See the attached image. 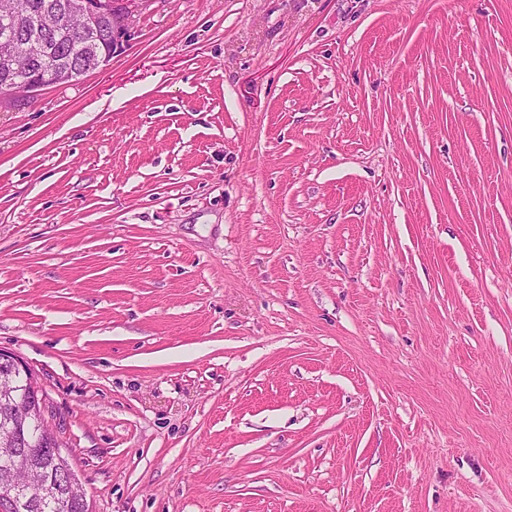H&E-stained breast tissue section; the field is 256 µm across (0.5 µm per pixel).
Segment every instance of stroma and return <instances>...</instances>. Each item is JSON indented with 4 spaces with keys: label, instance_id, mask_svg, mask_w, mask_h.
<instances>
[{
    "label": "stroma",
    "instance_id": "1",
    "mask_svg": "<svg viewBox=\"0 0 512 512\" xmlns=\"http://www.w3.org/2000/svg\"><path fill=\"white\" fill-rule=\"evenodd\" d=\"M0 349L92 512H512V0H152L0 103ZM0 367L9 371V373H6L7 376L22 373L28 377L31 385L32 398L28 402L22 403L25 408V415H35L38 417L43 434L55 438V431L48 425L44 418L45 397L25 363L14 353L0 349Z\"/></svg>",
    "mask_w": 512,
    "mask_h": 512
}]
</instances>
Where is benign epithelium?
Returning a JSON list of instances; mask_svg holds the SVG:
<instances>
[{"label": "benign epithelium", "instance_id": "obj_1", "mask_svg": "<svg viewBox=\"0 0 512 512\" xmlns=\"http://www.w3.org/2000/svg\"><path fill=\"white\" fill-rule=\"evenodd\" d=\"M151 2L152 0H63L49 9L51 31L48 32L38 25L30 30L28 38L35 51L23 66L16 63L9 50L15 37L18 11L12 4H0V22L4 26V33L0 36V67L10 75L9 98L14 102L29 103L45 86L56 81L54 67L45 56L47 35L74 34L72 55L79 57V63L70 66L67 75L75 80L90 70L109 65L111 57L108 54L103 52L90 57L88 53L102 41H110L116 48L129 41L134 34L138 14ZM118 5L121 6L120 21L118 25L111 26V14ZM0 367L8 370L11 376L22 373L28 377L32 398L23 403L26 415L38 417L44 435L55 436V431L44 418L45 397L25 363L14 353L0 349ZM47 488L52 496L58 495L59 490H64L65 509L75 505L81 512H92L86 492L72 469H64L58 479L47 484Z\"/></svg>", "mask_w": 512, "mask_h": 512}]
</instances>
